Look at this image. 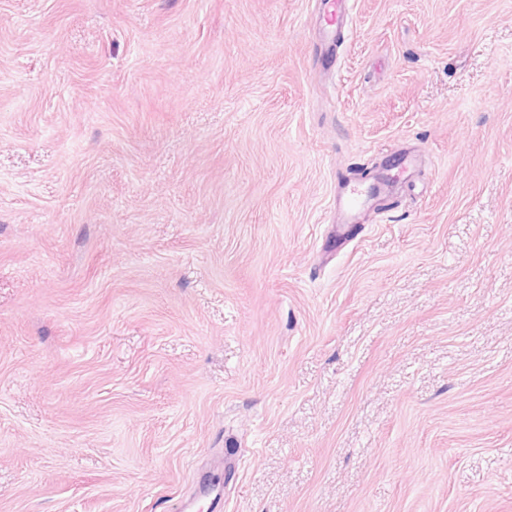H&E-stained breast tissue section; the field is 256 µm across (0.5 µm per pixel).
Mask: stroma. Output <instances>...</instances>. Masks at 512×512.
<instances>
[{
    "instance_id": "35a3bbf8",
    "label": "stroma",
    "mask_w": 512,
    "mask_h": 512,
    "mask_svg": "<svg viewBox=\"0 0 512 512\" xmlns=\"http://www.w3.org/2000/svg\"><path fill=\"white\" fill-rule=\"evenodd\" d=\"M325 11L0 0V512H512V0ZM391 192V185L381 176L365 187H349L340 199L343 222L357 224L359 215L373 207L374 203Z\"/></svg>"
}]
</instances>
